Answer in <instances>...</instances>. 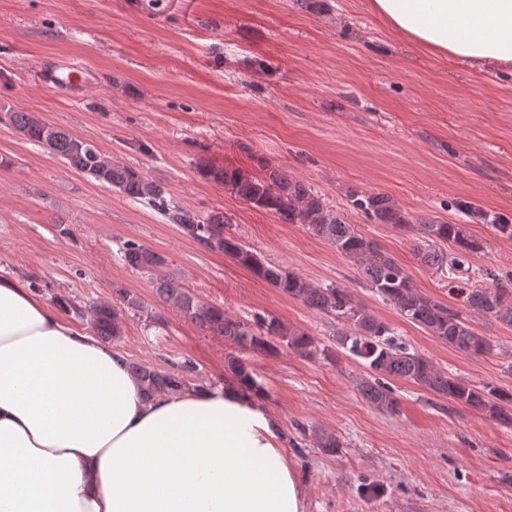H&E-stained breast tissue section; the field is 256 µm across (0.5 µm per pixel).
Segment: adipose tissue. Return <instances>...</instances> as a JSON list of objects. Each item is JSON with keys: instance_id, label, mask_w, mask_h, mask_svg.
<instances>
[{"instance_id": "ef3b65f1", "label": "adipose tissue", "mask_w": 512, "mask_h": 512, "mask_svg": "<svg viewBox=\"0 0 512 512\" xmlns=\"http://www.w3.org/2000/svg\"><path fill=\"white\" fill-rule=\"evenodd\" d=\"M370 7L429 55L512 69V0ZM0 512H304V491L261 399L146 398L118 350L2 275Z\"/></svg>"}]
</instances>
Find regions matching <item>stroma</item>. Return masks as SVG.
I'll list each match as a JSON object with an SVG mask.
<instances>
[{
    "instance_id": "obj_1",
    "label": "stroma",
    "mask_w": 512,
    "mask_h": 512,
    "mask_svg": "<svg viewBox=\"0 0 512 512\" xmlns=\"http://www.w3.org/2000/svg\"><path fill=\"white\" fill-rule=\"evenodd\" d=\"M49 59L89 65L98 79L78 96L56 93L35 78ZM1 108L93 141L201 219L223 217L267 261L349 289L440 369L512 392V329L471 311L468 322L493 352L450 348L374 297L356 265L306 226L280 223L203 175L283 170L391 254L420 291L461 309L454 290L479 271L512 273V237L491 225L512 220L511 72L487 75L408 47L370 0H0ZM353 191L390 196L414 224L467 222L484 250L459 259L450 246V262L425 265L423 239L369 223L350 208ZM461 201L471 217L458 211ZM128 239L166 256L168 271L203 301L243 319L276 315L319 345L310 357L247 356L305 512H512V425L402 379L391 382L398 413H380L356 388L363 368L338 348L336 320L0 124V272L49 302L137 294L145 309L124 313L118 342L130 362L223 386L233 346L186 321L122 264ZM324 433L341 448L316 447Z\"/></svg>"
}]
</instances>
